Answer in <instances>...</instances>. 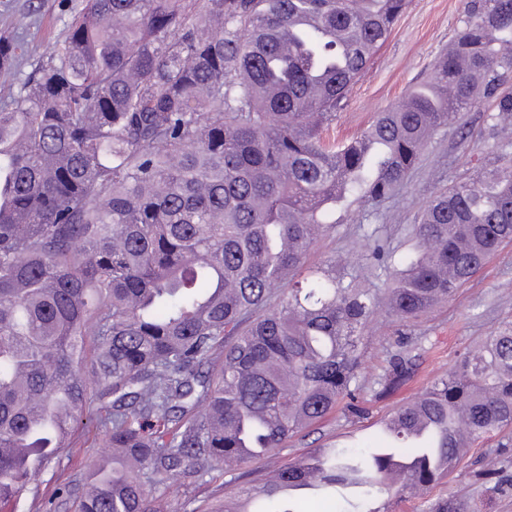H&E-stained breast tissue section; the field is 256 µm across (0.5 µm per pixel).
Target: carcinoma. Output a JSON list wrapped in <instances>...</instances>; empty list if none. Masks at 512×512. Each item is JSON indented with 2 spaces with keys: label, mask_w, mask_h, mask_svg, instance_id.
<instances>
[{
  "label": "carcinoma",
  "mask_w": 512,
  "mask_h": 512,
  "mask_svg": "<svg viewBox=\"0 0 512 512\" xmlns=\"http://www.w3.org/2000/svg\"><path fill=\"white\" fill-rule=\"evenodd\" d=\"M407 0H80L63 37L21 71L0 36V512L16 507L75 428L114 455L77 489L78 512H161L168 481L232 474L332 413L359 405L363 331L408 324L512 242V156L434 193L391 287L362 288L329 260L304 267L346 199L392 196L438 128L492 102L512 118V0H465L428 80L361 134L326 126ZM288 282V291L281 290ZM399 340L376 379L414 372ZM463 412L476 442L512 426V326L487 336L392 417L393 447L304 457L208 512L282 508V485L357 484L367 504L430 490L462 460L444 431L427 467L414 431Z\"/></svg>",
  "instance_id": "1"
}]
</instances>
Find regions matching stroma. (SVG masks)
<instances>
[{
    "mask_svg": "<svg viewBox=\"0 0 512 512\" xmlns=\"http://www.w3.org/2000/svg\"><path fill=\"white\" fill-rule=\"evenodd\" d=\"M462 16V0H409L391 35L349 92L344 109L326 130V138L338 142L357 135L378 112L396 105L424 81L436 59L447 52ZM70 20L66 0H0V32L25 28L26 62L30 65L47 43L62 37ZM488 108V103H481L442 126L417 169L395 195L380 202L353 199L337 211L335 224L310 246L305 266L317 267L332 258L348 260L353 262L362 287H388L385 274L373 279L362 275L370 232L379 230L396 254L416 252L418 241L411 227L418 223L433 193L472 177L491 165L501 150L512 147V132L494 127ZM509 324L512 242L503 244L452 298L433 306L409 326H401L388 313L376 315L366 329L359 377L365 413L350 417L343 408H336L294 437L277 458L254 463L253 476L237 479V486H250L252 477H264L321 448L381 446L379 432L384 420L420 393L436 374L451 368L463 352L476 349L485 336ZM402 329L421 339L415 372L403 386L382 394L375 379ZM77 442V447L64 449L58 462L39 475L17 504V512H75L74 495L60 494V487L82 479L90 462L105 453L92 428L79 432ZM498 456L512 460V431L467 448L460 467L428 496L405 494L390 502L391 512H420L427 498L454 501L460 512H512V463L494 469L492 460ZM225 481V475L216 472L190 487L179 481L168 484L163 488V512H201L223 500Z\"/></svg>",
    "mask_w": 512,
    "mask_h": 512,
    "instance_id": "stroma-1",
    "label": "stroma"
}]
</instances>
